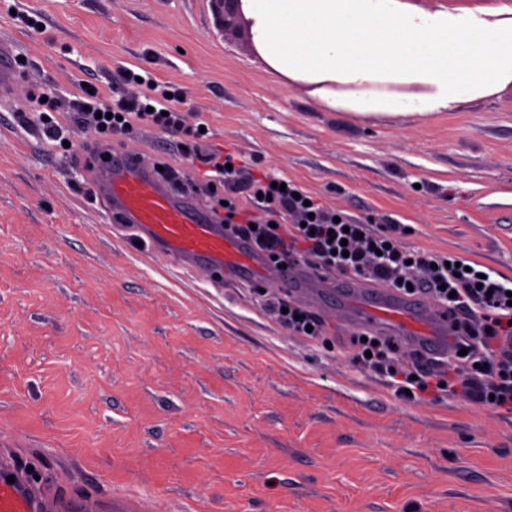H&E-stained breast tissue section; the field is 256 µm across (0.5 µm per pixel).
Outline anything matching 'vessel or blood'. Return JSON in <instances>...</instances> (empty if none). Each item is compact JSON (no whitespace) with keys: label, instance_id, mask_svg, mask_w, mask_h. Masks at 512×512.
<instances>
[{"label":"vessel or blood","instance_id":"vessel-or-blood-1","mask_svg":"<svg viewBox=\"0 0 512 512\" xmlns=\"http://www.w3.org/2000/svg\"><path fill=\"white\" fill-rule=\"evenodd\" d=\"M20 73L9 42L0 40V98L7 97ZM107 212L126 223L147 240L151 252L173 258L186 269L207 267L232 275L266 268L260 254L245 243L228 239L220 225L204 221L188 198L173 194L152 166L132 155L120 159L97 157L91 162ZM280 287L304 285L325 287L321 275L305 269L278 272ZM347 298L356 325L365 330L390 327L399 332L401 343L435 358H445L456 349L457 338L445 311L415 297L384 288L349 283ZM102 512H150L143 498L101 496ZM80 495L53 485L32 481L17 470L10 450L0 451V512H81Z\"/></svg>","mask_w":512,"mask_h":512}]
</instances>
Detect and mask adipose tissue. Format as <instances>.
I'll return each mask as SVG.
<instances>
[{
	"mask_svg": "<svg viewBox=\"0 0 512 512\" xmlns=\"http://www.w3.org/2000/svg\"><path fill=\"white\" fill-rule=\"evenodd\" d=\"M271 67L361 118L430 115L512 84V7L408 0H244Z\"/></svg>",
	"mask_w": 512,
	"mask_h": 512,
	"instance_id": "ef3b65f1",
	"label": "adipose tissue"
}]
</instances>
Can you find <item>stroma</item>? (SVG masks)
I'll list each match as a JSON object with an SVG mask.
<instances>
[{"mask_svg": "<svg viewBox=\"0 0 512 512\" xmlns=\"http://www.w3.org/2000/svg\"><path fill=\"white\" fill-rule=\"evenodd\" d=\"M1 37L22 74L0 100V442L19 467L82 492L83 512L103 492L154 512H512V414L397 395L354 360L336 298L313 304V342L264 306L285 294L270 278L188 273L114 238L89 137L55 109L151 76L246 176L512 279V85L360 119L278 74L211 0H0ZM111 146L223 214L179 136L136 125Z\"/></svg>", "mask_w": 512, "mask_h": 512, "instance_id": "stroma-1", "label": "stroma"}]
</instances>
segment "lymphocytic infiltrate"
Here are the masks:
<instances>
[{
	"mask_svg": "<svg viewBox=\"0 0 512 512\" xmlns=\"http://www.w3.org/2000/svg\"><path fill=\"white\" fill-rule=\"evenodd\" d=\"M138 96L101 106L75 100L76 123L95 134L126 128L130 117L167 132L182 135L185 155L207 167L215 183L243 193L265 218L252 222L236 207L224 208V230L247 241L271 260L274 268L307 265L323 274L359 277L397 293L429 295L456 321L460 351L443 365L409 364L396 355L390 341L368 334L357 342V359L388 377L397 394L413 399L449 394L471 399L498 412L512 413V280L456 266L455 255L432 254L407 246L405 227L374 226L337 219L318 197L300 191L295 183L277 189V177L241 181L242 164L232 152L203 148L199 128L186 124L183 113L167 98L166 86L144 79Z\"/></svg>",
	"mask_w": 512,
	"mask_h": 512,
	"instance_id": "obj_1",
	"label": "lymphocytic infiltrate"
}]
</instances>
